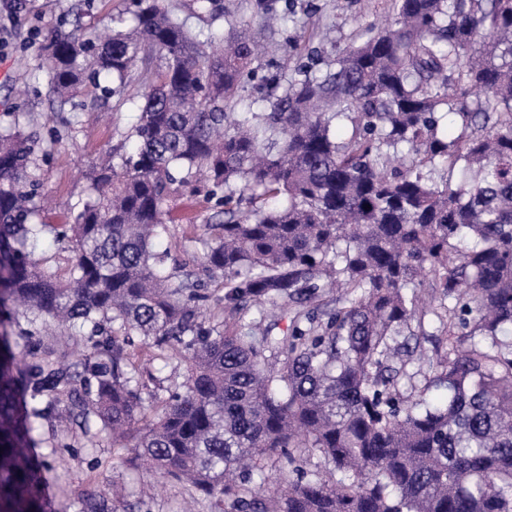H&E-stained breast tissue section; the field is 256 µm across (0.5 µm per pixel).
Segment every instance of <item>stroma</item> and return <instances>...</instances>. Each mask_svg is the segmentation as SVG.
Here are the masks:
<instances>
[{
  "label": "stroma",
  "mask_w": 512,
  "mask_h": 512,
  "mask_svg": "<svg viewBox=\"0 0 512 512\" xmlns=\"http://www.w3.org/2000/svg\"><path fill=\"white\" fill-rule=\"evenodd\" d=\"M270 5L277 21L262 26L260 4ZM224 16L212 18L196 0H161L162 7L195 34L228 38L248 26L272 53L253 62L259 74L288 80L297 59L291 50L310 46L317 68L334 60L356 41L368 24L381 25L393 16L392 0H222ZM132 0H24L18 11L19 29L0 44V132L18 129L38 140L35 163L29 169L36 183L37 223L46 231L33 245L45 267L65 273L70 254L54 240L53 225L72 223L90 197V172L95 163L117 150H128L138 111L130 98L138 83L129 80L122 96L84 105V93L60 101L42 65L44 46L54 34L93 39L120 26L134 24ZM169 234L160 247L167 271L196 270L203 254V227L221 220L204 194L179 192L166 202ZM117 483L122 501L114 512H214L210 501L190 487L142 471L127 453H115L109 440L97 447L77 446L49 475L47 494L53 512H77V498L94 487Z\"/></svg>",
  "instance_id": "1"
}]
</instances>
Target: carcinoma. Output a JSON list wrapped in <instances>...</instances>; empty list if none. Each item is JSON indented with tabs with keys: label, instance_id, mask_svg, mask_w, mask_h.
<instances>
[{
	"label": "carcinoma",
	"instance_id": "carcinoma-1",
	"mask_svg": "<svg viewBox=\"0 0 512 512\" xmlns=\"http://www.w3.org/2000/svg\"><path fill=\"white\" fill-rule=\"evenodd\" d=\"M136 7L104 43L46 46L63 101L141 77L134 148L95 167L93 196L56 233L65 275L27 249L47 228L25 182L35 140L0 135V512H49L54 461L33 443L57 418L224 512H512V0H393V26L324 73L270 79L280 93L244 114L253 36L209 53L214 35L158 0ZM197 183L224 213L200 264L224 285L217 332L194 274L163 273L155 250L165 202ZM425 292L437 307H417ZM249 301L288 326L248 333ZM18 306L86 345L81 370L41 336L19 344ZM430 314L448 352L410 401L394 361L421 349ZM165 346L186 367L162 397L139 360ZM306 448L328 473L296 467ZM267 465L270 495L254 481Z\"/></svg>",
	"mask_w": 512,
	"mask_h": 512
}]
</instances>
